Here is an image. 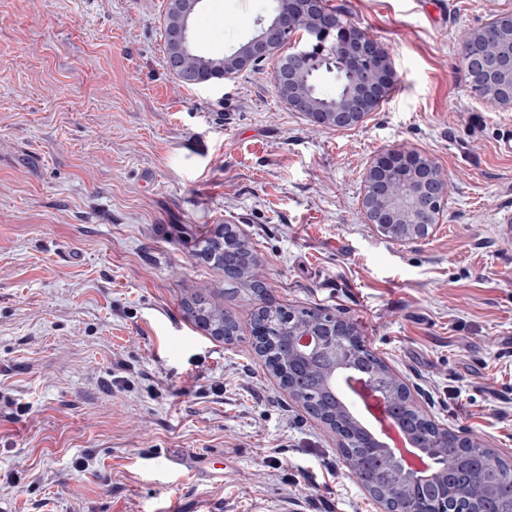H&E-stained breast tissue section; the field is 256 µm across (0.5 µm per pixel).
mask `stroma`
Returning a JSON list of instances; mask_svg holds the SVG:
<instances>
[{
  "instance_id": "stroma-1",
  "label": "stroma",
  "mask_w": 512,
  "mask_h": 512,
  "mask_svg": "<svg viewBox=\"0 0 512 512\" xmlns=\"http://www.w3.org/2000/svg\"><path fill=\"white\" fill-rule=\"evenodd\" d=\"M328 4L395 67L351 128L292 111L269 60L180 84L166 0H0V512H379L256 353L265 301L353 321L431 418L512 458V109L473 96L460 56L512 0ZM276 6L204 0L199 50L233 51ZM390 148L447 182L424 239L362 210ZM218 224L249 242L265 300L197 260ZM206 284L238 340L186 317Z\"/></svg>"
}]
</instances>
